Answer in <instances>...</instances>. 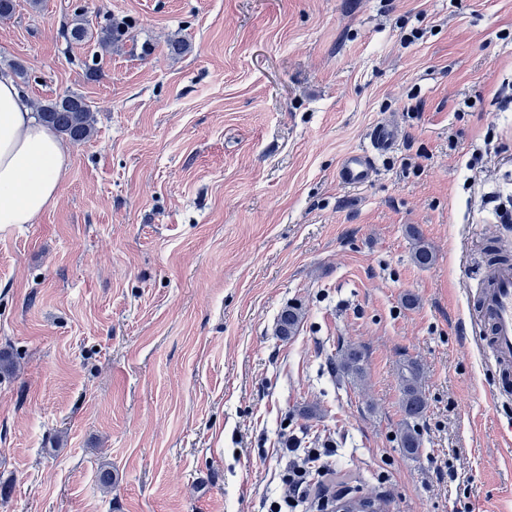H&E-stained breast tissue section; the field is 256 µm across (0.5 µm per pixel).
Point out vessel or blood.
Listing matches in <instances>:
<instances>
[{"label": "vessel or blood", "instance_id": "obj_1", "mask_svg": "<svg viewBox=\"0 0 512 512\" xmlns=\"http://www.w3.org/2000/svg\"><path fill=\"white\" fill-rule=\"evenodd\" d=\"M401 131L392 123L379 124L371 133L366 148L346 154L339 162L337 179L346 187L367 184L379 157L393 152ZM479 323L491 341L493 362L499 370L494 397L512 394V264L491 267L484 276L479 299Z\"/></svg>", "mask_w": 512, "mask_h": 512}]
</instances>
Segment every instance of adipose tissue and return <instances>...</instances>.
Instances as JSON below:
<instances>
[{
  "instance_id": "adipose-tissue-1",
  "label": "adipose tissue",
  "mask_w": 512,
  "mask_h": 512,
  "mask_svg": "<svg viewBox=\"0 0 512 512\" xmlns=\"http://www.w3.org/2000/svg\"><path fill=\"white\" fill-rule=\"evenodd\" d=\"M69 157L28 97L0 75V226L32 224L58 196Z\"/></svg>"
}]
</instances>
